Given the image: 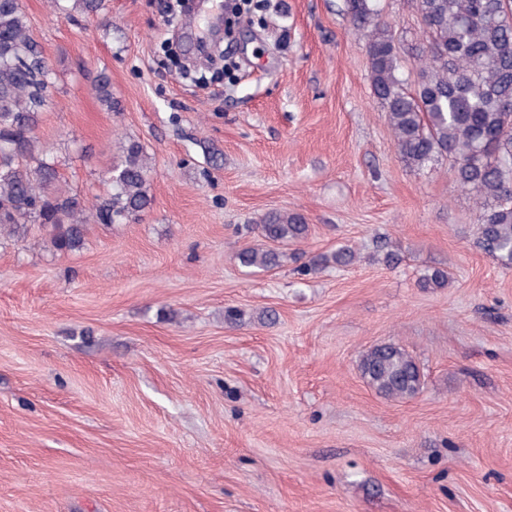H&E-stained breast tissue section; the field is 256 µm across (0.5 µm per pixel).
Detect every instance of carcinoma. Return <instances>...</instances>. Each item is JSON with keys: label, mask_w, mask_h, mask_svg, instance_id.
<instances>
[{"label": "carcinoma", "mask_w": 512, "mask_h": 512, "mask_svg": "<svg viewBox=\"0 0 512 512\" xmlns=\"http://www.w3.org/2000/svg\"><path fill=\"white\" fill-rule=\"evenodd\" d=\"M51 0L66 15H96L101 0ZM427 45L415 47L414 89L402 76L401 47L382 21L376 0H345L356 34L367 41L373 96L386 112L396 147L412 170L448 160L457 186L475 199V245L512 268V0H414ZM53 88L51 70L34 42L19 0H0V238H19L33 226L49 230L58 253L76 252L88 220L123 224L151 203V161L144 145L129 139L108 171L110 189L88 202L62 187L57 165L44 159L37 135ZM260 242L242 249L246 268L282 265L279 245H297L309 224L297 212L264 214ZM360 257L347 245L313 257L306 276L328 266L349 267ZM422 288H446L448 271L419 278ZM362 377L380 395L404 399L423 380L416 361L394 343L376 345L360 359Z\"/></svg>", "instance_id": "1"}]
</instances>
